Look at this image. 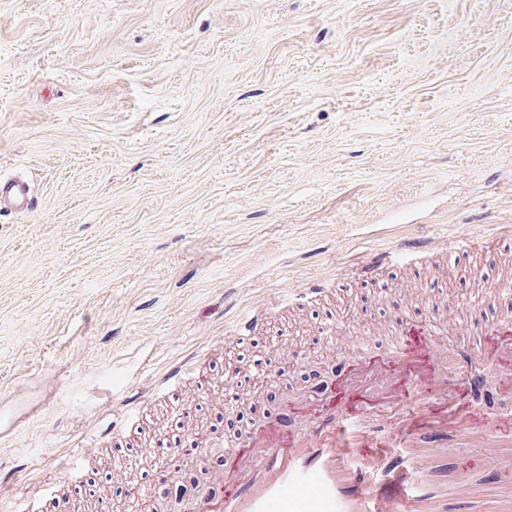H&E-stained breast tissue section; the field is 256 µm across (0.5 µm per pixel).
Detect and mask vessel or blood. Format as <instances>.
Listing matches in <instances>:
<instances>
[{
  "label": "vessel or blood",
  "instance_id": "1",
  "mask_svg": "<svg viewBox=\"0 0 512 512\" xmlns=\"http://www.w3.org/2000/svg\"><path fill=\"white\" fill-rule=\"evenodd\" d=\"M0 205L30 209L28 182L17 178L0 182ZM511 233V225L502 226L500 235ZM500 235L465 240L461 250L470 255L488 253L498 246ZM276 311L271 304L247 312L233 324L232 336H253ZM479 335L484 344L512 345V321L484 324ZM441 352L435 331L419 326L385 352L346 359L340 389L306 406L311 427L297 428L283 416L227 441V467L213 476L222 495L197 500L187 505L186 512H433L425 465L440 452L449 421L463 427L473 415L460 401L455 381L438 375ZM376 371L393 379L392 389L382 397L371 391V375ZM195 374L192 363L172 368L161 378L156 399L171 395ZM417 389L425 394L426 408L409 413L394 438L363 431L360 419L365 411L396 403ZM335 406L342 412L337 422L327 417ZM500 428V422L488 423L482 436L493 477L499 473ZM418 432L428 435L427 446L416 449L414 457L402 455V447ZM93 454L88 448L69 459L54 484L29 487L21 512H54L61 486L80 479Z\"/></svg>",
  "mask_w": 512,
  "mask_h": 512
}]
</instances>
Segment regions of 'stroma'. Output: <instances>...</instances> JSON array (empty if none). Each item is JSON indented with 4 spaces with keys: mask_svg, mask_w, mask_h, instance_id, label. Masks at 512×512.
<instances>
[{
    "mask_svg": "<svg viewBox=\"0 0 512 512\" xmlns=\"http://www.w3.org/2000/svg\"><path fill=\"white\" fill-rule=\"evenodd\" d=\"M0 512L16 485L101 452L67 512H165L160 448L225 439L338 385V359L438 316L443 373L512 415V356L480 325L512 318V271L454 243L512 225V0H0ZM426 239V265H358ZM137 427L129 395L201 355L234 321L312 283ZM455 304V318L445 309ZM295 368L283 371L284 361ZM449 425L431 467L446 512H490L502 487ZM469 491L459 495L458 483ZM31 188L23 179L5 180L0 183V205L14 210H28L32 206Z\"/></svg>",
    "mask_w": 512,
    "mask_h": 512,
    "instance_id": "1",
    "label": "stroma"
}]
</instances>
